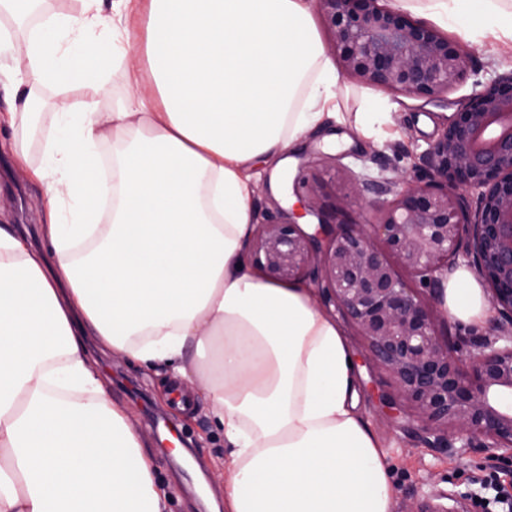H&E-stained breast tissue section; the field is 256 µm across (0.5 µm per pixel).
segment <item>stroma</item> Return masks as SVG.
I'll return each instance as SVG.
<instances>
[{
	"mask_svg": "<svg viewBox=\"0 0 512 512\" xmlns=\"http://www.w3.org/2000/svg\"><path fill=\"white\" fill-rule=\"evenodd\" d=\"M444 32L473 49L469 79L440 99L428 102L383 93L354 79L339 77L334 114L326 118L322 127L309 131L289 155L288 195L271 191L270 166L259 164L252 169L256 223L287 222L295 215L292 199L306 196L316 183L331 181L336 184L335 192L320 197L319 203L324 211L343 221L359 212L358 201L345 195L351 179L360 177L382 185L398 169L426 174L425 149L471 94L475 83L512 71V40L490 33L478 37L470 30L451 26L445 27ZM142 66L139 46L131 44L125 58L115 60L109 70L99 97L101 108L112 109L131 94L133 89L127 85L124 72L137 71ZM376 96L381 99L379 121L372 137L366 139L357 130L358 114L364 111L367 100ZM41 199L40 186L28 182L22 169H13L7 177L0 173V220L19 224L34 240L39 237ZM345 333L357 367V410L382 439L387 452L389 479L394 489L392 512H409L414 506L429 507L430 512H458L470 483L490 470L499 471L502 479L512 480V467L502 466L495 450L443 447L426 440L415 415L387 418L378 406L372 384L378 380L386 386L390 378L384 374L373 379L363 360L360 336L350 327ZM86 350L110 399L127 410L136 427L150 432L149 410L154 407L191 441L190 463L182 474L172 468L160 448L159 442L167 438V431H160L158 439L150 440L149 451L158 475L178 491L167 512H199L193 498L194 482L199 473L221 465L225 457L224 437L215 430L206 403L199 400L190 410L174 412L166 400L171 385L169 372L117 360L93 336L87 337Z\"/></svg>",
	"mask_w": 512,
	"mask_h": 512,
	"instance_id": "35a3bbf8",
	"label": "stroma"
}]
</instances>
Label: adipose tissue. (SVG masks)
I'll return each instance as SVG.
<instances>
[{
  "mask_svg": "<svg viewBox=\"0 0 512 512\" xmlns=\"http://www.w3.org/2000/svg\"><path fill=\"white\" fill-rule=\"evenodd\" d=\"M441 23L512 38L503 0H427ZM17 68L5 122L38 121L45 91L81 84L45 129L42 242L0 224V512H167L146 439L85 357L97 337L193 386L224 434L225 512H392L386 451L357 411L355 364L315 292L255 272L247 168L294 150L337 75L310 0H0ZM145 27L151 91L98 105L94 67L122 56L114 16ZM112 144L109 223L94 221ZM453 319L491 311L467 268Z\"/></svg>",
  "mask_w": 512,
  "mask_h": 512,
  "instance_id": "1",
  "label": "adipose tissue"
}]
</instances>
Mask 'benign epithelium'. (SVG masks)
<instances>
[{"instance_id":"obj_1","label":"benign epithelium","mask_w":512,"mask_h":512,"mask_svg":"<svg viewBox=\"0 0 512 512\" xmlns=\"http://www.w3.org/2000/svg\"><path fill=\"white\" fill-rule=\"evenodd\" d=\"M341 74L391 93L434 100L470 75L472 51L381 0H317ZM477 89L423 154L425 176L403 171L393 197L356 179L369 224L331 223L314 203V232L294 220L260 224L254 255L277 279H309L387 373L380 410H411L433 443L512 452V336H488L463 352L440 340L434 302L414 287L440 286L463 258L484 279L498 314L512 323V72ZM476 196L470 212L467 199Z\"/></svg>"}]
</instances>
